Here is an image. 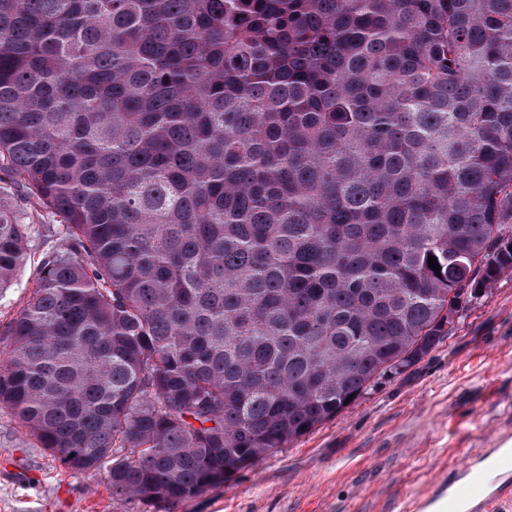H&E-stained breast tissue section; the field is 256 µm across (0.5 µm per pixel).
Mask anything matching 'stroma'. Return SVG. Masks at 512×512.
Wrapping results in <instances>:
<instances>
[{
    "instance_id": "stroma-1",
    "label": "stroma",
    "mask_w": 512,
    "mask_h": 512,
    "mask_svg": "<svg viewBox=\"0 0 512 512\" xmlns=\"http://www.w3.org/2000/svg\"><path fill=\"white\" fill-rule=\"evenodd\" d=\"M0 210L28 224L54 216L0 172ZM61 239L32 234L31 260L0 293V329L24 304L37 264ZM512 434V273L464 306L416 366L291 447L171 512H407L472 449ZM0 512H146L113 497L104 475H76L0 406Z\"/></svg>"
}]
</instances>
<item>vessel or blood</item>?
Instances as JSON below:
<instances>
[{
	"label": "vessel or blood",
	"mask_w": 512,
	"mask_h": 512,
	"mask_svg": "<svg viewBox=\"0 0 512 512\" xmlns=\"http://www.w3.org/2000/svg\"><path fill=\"white\" fill-rule=\"evenodd\" d=\"M418 506L423 512H512V440L471 452L469 463Z\"/></svg>",
	"instance_id": "obj_1"
}]
</instances>
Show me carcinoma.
<instances>
[{"mask_svg":"<svg viewBox=\"0 0 512 512\" xmlns=\"http://www.w3.org/2000/svg\"><path fill=\"white\" fill-rule=\"evenodd\" d=\"M1 170L63 244L0 405L165 512L512 272V0H0ZM33 229L0 211V293Z\"/></svg>","mask_w":512,"mask_h":512,"instance_id":"cac0c4a2","label":"carcinoma"}]
</instances>
